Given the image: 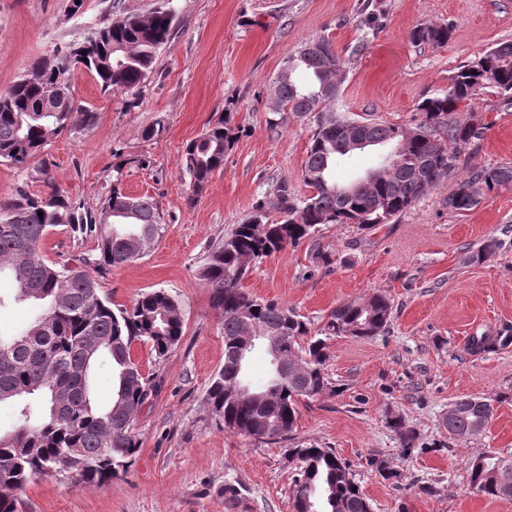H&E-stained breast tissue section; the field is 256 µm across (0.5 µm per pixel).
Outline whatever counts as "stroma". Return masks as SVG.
Here are the masks:
<instances>
[{
  "label": "stroma",
  "mask_w": 512,
  "mask_h": 512,
  "mask_svg": "<svg viewBox=\"0 0 512 512\" xmlns=\"http://www.w3.org/2000/svg\"><path fill=\"white\" fill-rule=\"evenodd\" d=\"M164 4L176 12V30L139 104L102 92L94 74L76 70L72 93L97 113L96 125L77 124L51 140L48 179L0 161V201L21 184L33 195L56 186L88 211L100 208L116 181L128 194L150 196L164 218L162 239L138 261L113 267L100 292L129 306L162 289L184 318V335L167 358L134 348L160 386L135 419L141 448L134 464L100 488L63 476L37 479L19 493L18 512H292L297 465L288 443L218 427L204 403L224 364L223 322L200 277L210 249L258 201L274 200L280 184L297 199L310 193L302 168L314 125L292 115L270 129L269 87L288 53L322 36L348 63L337 112L408 125L458 66L512 40V0H84L75 14L68 0H0V91L97 25ZM424 20L451 25L446 46L410 41ZM228 109L241 136L193 195L180 169L185 147ZM159 117L163 131L144 137ZM456 117L484 129L471 166L512 165V112L479 97ZM451 188L440 184L387 224L322 226L257 262L242 281L254 298L294 310L317 330L344 301L389 298L385 333L328 339L333 389L299 400L293 432L295 440L335 449L373 512H512V499L478 493L467 475L477 455L512 456V347L467 349L471 337L512 330V186L462 214L448 209ZM490 237L496 251L465 263L466 252ZM96 248V240L63 227L41 245L56 265ZM468 395L493 399L494 416L482 435L450 438L448 407ZM391 415L416 432L414 451H404L388 427ZM373 454L395 477L368 466Z\"/></svg>",
  "instance_id": "1"
}]
</instances>
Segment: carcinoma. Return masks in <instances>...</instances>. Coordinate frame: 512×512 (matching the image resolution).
<instances>
[{
	"instance_id": "carcinoma-1",
	"label": "carcinoma",
	"mask_w": 512,
	"mask_h": 512,
	"mask_svg": "<svg viewBox=\"0 0 512 512\" xmlns=\"http://www.w3.org/2000/svg\"><path fill=\"white\" fill-rule=\"evenodd\" d=\"M176 29V15L163 6L146 14H126L107 22L79 43L54 49L28 73L0 92V159L26 170L44 153L50 140L72 127L74 117L84 126L97 115L76 105L71 76L78 66L95 74L101 90L137 95L153 72L158 53ZM446 23L423 22L410 32L412 42L441 48L448 44ZM317 46L308 58L288 54L273 82L271 111L312 116L315 124L302 170L311 194L294 202L288 187L278 189L283 219L267 218L265 203L224 236L210 251L201 277L210 290L212 307L224 322V366L210 384L205 405L217 425L263 443L291 440L297 401L329 389L327 354L322 338L294 312L275 303L254 299L241 286L249 267L287 245H297L322 224H387L413 207L429 191L457 178L448 194V209H474L492 191L512 185V165L468 167L482 136L481 128L454 117L459 106L488 93L493 107L512 110V40L503 41L459 66L448 89L424 99L409 126L371 118L357 120L336 113L334 104L347 72V63L324 38H312L301 48ZM308 82L295 79L297 70ZM56 111L47 112L49 95ZM353 124L368 146L388 148L385 163L348 185L334 177L336 162L352 154L340 134ZM420 130L410 137L408 131ZM240 128L230 113L217 119L185 148L181 170L192 193L202 194L214 171L237 141ZM66 225L76 237L97 241V253L74 266H56L43 257L41 242L53 227ZM165 224L148 196L134 197L112 185L95 212H82L54 185L34 197L24 187L0 202V273L15 282L14 301L30 303L39 312L21 332L0 335V405L13 407L12 429L0 430V512H17V493L43 475H66L79 483L104 486L134 463L140 442L134 421L149 399L150 384L134 359L133 346H150L161 359L184 336L178 302L167 292L142 294L130 306L116 305L100 294L99 278L112 267L141 259L163 235ZM489 238L465 256L480 263L495 251ZM390 300L381 294L340 304L329 314L327 330L335 336L372 338L384 332L391 318ZM272 329L287 337L282 350L296 373L280 377L270 371L256 387L261 396L227 394L230 384H248L246 364L235 354L237 344L256 335L254 328ZM476 352L512 346V332L474 336ZM101 359L112 363L111 401L99 405L92 387L93 369ZM494 415L484 397L468 396L449 406L448 433L459 439L479 435ZM404 450L414 447L416 434L402 418L390 416ZM299 458L292 496L293 512H372L369 500L353 480L349 465L332 448L313 444L288 449ZM472 487L491 498H512L495 474L512 476V458L484 453L468 463Z\"/></svg>"
}]
</instances>
